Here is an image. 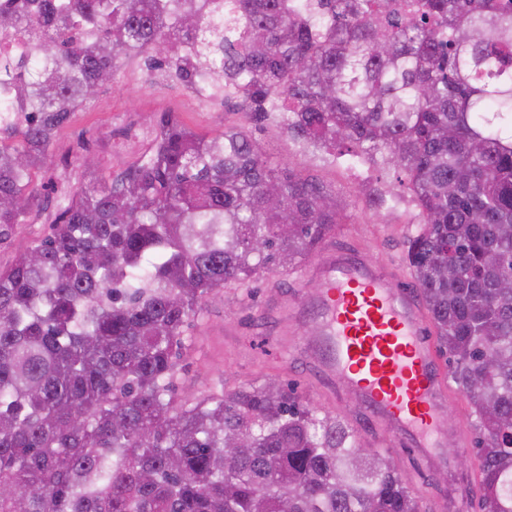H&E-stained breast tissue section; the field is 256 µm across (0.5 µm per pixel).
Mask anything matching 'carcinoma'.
<instances>
[{"label": "carcinoma", "instance_id": "carcinoma-1", "mask_svg": "<svg viewBox=\"0 0 512 512\" xmlns=\"http://www.w3.org/2000/svg\"><path fill=\"white\" fill-rule=\"evenodd\" d=\"M0 7V243L47 206L33 176L119 60L304 151L382 158L423 216L406 260L476 416L478 512H512V0H32ZM0 270V512H426L394 463L288 383L177 404L204 300L326 242L336 192L244 126L163 112L110 187L62 185ZM245 437L249 448L231 452ZM51 207L43 216L41 221L34 224H18L12 237L0 245V268L9 267L15 259L16 251L20 246L34 245L49 232V224L44 218L51 215Z\"/></svg>", "mask_w": 512, "mask_h": 512}]
</instances>
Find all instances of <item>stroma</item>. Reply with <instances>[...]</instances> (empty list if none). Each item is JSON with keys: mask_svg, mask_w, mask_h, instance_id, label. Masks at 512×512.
Wrapping results in <instances>:
<instances>
[{"mask_svg": "<svg viewBox=\"0 0 512 512\" xmlns=\"http://www.w3.org/2000/svg\"><path fill=\"white\" fill-rule=\"evenodd\" d=\"M163 112L174 113L184 124L209 136L243 121L234 102L201 107L193 88L149 74L142 60L133 59L119 79L98 91L91 111L73 113L57 132L48 166L68 169L72 183L84 182L81 167L69 157L78 141H86L100 169L96 186L107 188L113 177L149 149L156 119ZM250 134L271 164L317 176L344 202L343 218L330 244L359 246L397 267L402 285H414L405 252L409 237L422 221L418 209L405 198H387L374 205L359 194L363 187L388 190L392 171L358 166L350 157L336 160L301 154L272 122L251 128ZM315 293V279L304 276L298 266L263 276L256 288H228L207 300L187 330L188 348L177 373L176 397L199 398L219 383L247 384L264 376L295 384L310 405L344 418L360 436L385 451L428 512H476L479 469L471 451L475 420L464 394L449 389L448 403L441 411L440 445L430 455L399 446L356 401L332 392L316 371L307 353L314 338Z\"/></svg>", "mask_w": 512, "mask_h": 512, "instance_id": "obj_1", "label": "stroma"}]
</instances>
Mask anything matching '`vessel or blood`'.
Masks as SVG:
<instances>
[{"mask_svg":"<svg viewBox=\"0 0 512 512\" xmlns=\"http://www.w3.org/2000/svg\"><path fill=\"white\" fill-rule=\"evenodd\" d=\"M308 273L319 282L309 354L323 378L405 446L429 453L448 394L413 292L392 266L344 246H324Z\"/></svg>","mask_w":512,"mask_h":512,"instance_id":"b4317fda","label":"vessel or blood"}]
</instances>
